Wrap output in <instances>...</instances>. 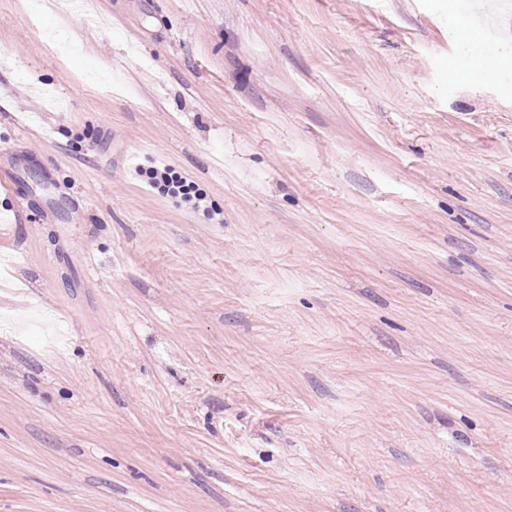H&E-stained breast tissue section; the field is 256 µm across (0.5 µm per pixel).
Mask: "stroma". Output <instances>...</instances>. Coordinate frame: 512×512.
Returning <instances> with one entry per match:
<instances>
[{
    "mask_svg": "<svg viewBox=\"0 0 512 512\" xmlns=\"http://www.w3.org/2000/svg\"><path fill=\"white\" fill-rule=\"evenodd\" d=\"M0 278V512H512V0H0ZM463 29L468 34L466 38H461L457 32L448 35L451 42L455 45L456 52L458 47L460 51V55L457 52L453 60V63L457 66L459 71L456 78L479 75L496 70L499 66L498 60H481L472 57V55L467 51L468 43L475 37L476 29L469 24ZM145 175L151 187L158 190L163 195L171 197L181 196V198L191 201L193 198L202 200V195L199 193L193 181L188 180L174 167L166 165L162 168L149 167L147 170L141 172Z\"/></svg>",
    "mask_w": 512,
    "mask_h": 512,
    "instance_id": "obj_1",
    "label": "stroma"
}]
</instances>
